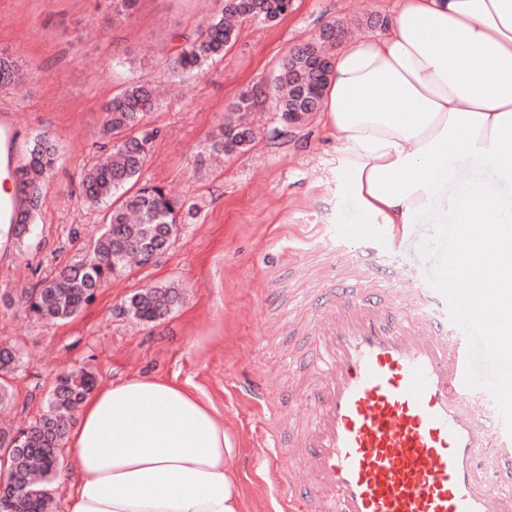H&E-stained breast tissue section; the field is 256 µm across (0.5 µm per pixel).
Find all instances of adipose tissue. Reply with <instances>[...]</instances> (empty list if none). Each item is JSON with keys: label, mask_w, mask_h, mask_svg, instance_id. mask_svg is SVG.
<instances>
[{"label": "adipose tissue", "mask_w": 512, "mask_h": 512, "mask_svg": "<svg viewBox=\"0 0 512 512\" xmlns=\"http://www.w3.org/2000/svg\"><path fill=\"white\" fill-rule=\"evenodd\" d=\"M351 186L377 224H412L465 157L512 178V0H397L389 26L343 42L322 94ZM464 223L512 220L467 190ZM65 512H243L224 418L180 384L95 389L67 439Z\"/></svg>", "instance_id": "adipose-tissue-1"}]
</instances>
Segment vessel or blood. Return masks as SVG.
<instances>
[{"mask_svg":"<svg viewBox=\"0 0 512 512\" xmlns=\"http://www.w3.org/2000/svg\"><path fill=\"white\" fill-rule=\"evenodd\" d=\"M363 238H339V263L304 289L296 332L307 415L265 437L280 512H512L508 432L493 396L465 382L468 338L431 282L393 272ZM308 481H298L293 465Z\"/></svg>","mask_w":512,"mask_h":512,"instance_id":"b4317fda","label":"vessel or blood"}]
</instances>
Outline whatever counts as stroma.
<instances>
[{
    "mask_svg": "<svg viewBox=\"0 0 512 512\" xmlns=\"http://www.w3.org/2000/svg\"><path fill=\"white\" fill-rule=\"evenodd\" d=\"M392 7L393 0H293L277 24H243L224 60L180 88L166 58L176 35L205 24L214 0H138L133 15L118 22L95 0H0V51L19 58L28 74L22 88H0V108L19 114L18 151L39 132L62 150L42 189L35 241L0 247V298L13 299L0 301V345L23 356L0 406L6 429L27 426L58 377L74 369L90 372L100 387L138 376L173 381L222 414L237 450L234 490L244 512H278L259 458L261 416L251 390L262 383L282 414L305 411L297 377L281 361L297 342L283 320L288 290L300 277L288 249L324 251L327 230L348 238L369 222L318 113L277 138L279 116L265 105L248 116L256 135L250 149L216 167L203 161L207 139L239 92L267 81L293 46L332 20L357 21L358 36H368L364 18H391ZM118 52L159 95L147 120L159 136L143 181L197 203L201 214L179 225L171 246L149 264L128 266L76 316L47 324L27 316L18 300L80 258L99 233L103 215L81 204L79 180L96 158L103 106L119 87L112 70ZM166 284L181 292L166 318L146 324L125 313L133 293Z\"/></svg>",
    "mask_w": 512,
    "mask_h": 512,
    "instance_id": "obj_1",
    "label": "stroma"
}]
</instances>
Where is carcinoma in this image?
I'll list each match as a JSON object with an SVG mask.
<instances>
[{"label":"carcinoma","mask_w":512,"mask_h":512,"mask_svg":"<svg viewBox=\"0 0 512 512\" xmlns=\"http://www.w3.org/2000/svg\"><path fill=\"white\" fill-rule=\"evenodd\" d=\"M112 9V19L129 17L138 0H105ZM219 10L207 23L174 47L170 63L181 79L203 73L210 65L224 59L246 22L273 23L288 14L293 0H217ZM352 22L326 24L328 39L306 41L303 50L291 49L278 66L271 82L247 87L232 106L234 112H254L267 101L274 102L281 124L291 126L310 111L331 73L336 46L346 38ZM24 72L8 54L0 55V87H17ZM159 102L151 85L125 78L119 90L105 106L101 130L109 149L81 177V197L85 205L105 212L104 230L86 255L41 280L31 294L20 298V306L29 315L47 322L69 319L95 297L112 276L122 271L128 258L139 250L158 253L167 248L177 232V225L194 219L199 210L170 197L158 184L140 183L142 169L154 147L158 130L146 124L148 115ZM253 142L252 130L229 121L212 135L214 154L246 151ZM60 159L57 145L45 134L33 135L26 150L20 179L28 193L29 206L9 225V232L21 243L32 239L40 208V184ZM180 298L174 286H154L131 296L128 311L146 323L164 319ZM22 357L7 346L0 347V371L12 373ZM95 379L84 371H73L57 379L46 409L28 428L17 431L19 444L0 437V447H11L10 480L20 484L0 512H51L53 497L48 489L60 466L58 448L66 438L73 411L93 389Z\"/></svg>","instance_id":"1"}]
</instances>
